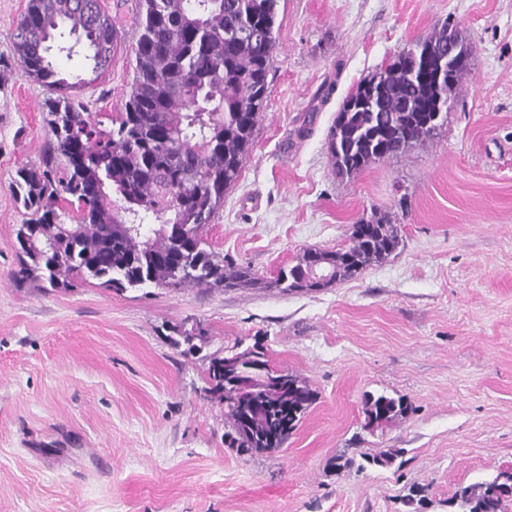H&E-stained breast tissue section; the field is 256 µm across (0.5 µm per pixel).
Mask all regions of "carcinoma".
<instances>
[{
  "instance_id": "obj_1",
  "label": "carcinoma",
  "mask_w": 512,
  "mask_h": 512,
  "mask_svg": "<svg viewBox=\"0 0 512 512\" xmlns=\"http://www.w3.org/2000/svg\"><path fill=\"white\" fill-rule=\"evenodd\" d=\"M279 0H135L136 70L124 111L99 115L75 94L83 79L60 65L57 53L83 43L91 71L103 73L121 31L99 0H28L18 20L14 55L22 75L46 88L42 103L50 137L38 163L23 165L13 180L27 218L16 230V283L47 276L53 288L70 280H95L115 292L151 286L233 288L251 285L314 291L305 278L318 266L335 282L354 278L389 256L399 244L398 225L377 210L351 225L349 245L334 251L306 249L296 264L266 281L248 267L224 263L206 248L201 228L224 205L249 155L268 98ZM75 37L54 46L61 29ZM467 61L450 82L412 75L414 52L441 58L448 50ZM473 46L443 26L417 39L363 79L343 101L329 131L328 149L340 175L403 153L436 133L427 115L441 112L472 62ZM77 204L74 223L61 203ZM273 368L264 346L215 356L206 369L208 390L224 403L228 446L271 453L297 429L317 394L300 377L288 386L269 384ZM410 402L384 393L364 397L366 425L405 417ZM402 453L390 448L338 455L333 469L363 464L388 467ZM492 481L460 486L448 499L454 512H508L512 496L495 495ZM424 490L401 497L407 512H420Z\"/></svg>"
}]
</instances>
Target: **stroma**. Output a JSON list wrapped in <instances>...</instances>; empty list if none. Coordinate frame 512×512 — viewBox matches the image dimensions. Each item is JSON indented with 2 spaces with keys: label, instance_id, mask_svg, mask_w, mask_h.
<instances>
[{
  "label": "stroma",
  "instance_id": "35a3bbf8",
  "mask_svg": "<svg viewBox=\"0 0 512 512\" xmlns=\"http://www.w3.org/2000/svg\"><path fill=\"white\" fill-rule=\"evenodd\" d=\"M100 5L122 39L80 96L113 113L136 64L134 0ZM447 24L474 54L445 128L339 176L327 135L343 100ZM274 35L264 116L202 235L271 280L390 212L397 250L313 292L14 283L13 177L49 128L44 90L17 71L0 79V512H401L412 487L427 512H449L458 486L512 466V0H279ZM176 325L205 332L199 352L173 344ZM258 340L318 399L283 448L251 455L225 444L204 371ZM368 392L413 410L364 429ZM368 448L404 449V463L330 469Z\"/></svg>",
  "mask_w": 512,
  "mask_h": 512
}]
</instances>
